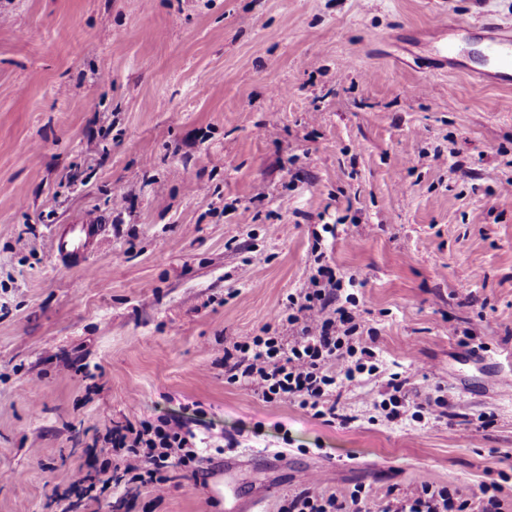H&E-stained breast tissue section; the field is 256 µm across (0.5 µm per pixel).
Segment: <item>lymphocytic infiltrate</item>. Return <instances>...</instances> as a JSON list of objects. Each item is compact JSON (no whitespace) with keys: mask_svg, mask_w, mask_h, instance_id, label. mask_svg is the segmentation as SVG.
Segmentation results:
<instances>
[{"mask_svg":"<svg viewBox=\"0 0 512 512\" xmlns=\"http://www.w3.org/2000/svg\"><path fill=\"white\" fill-rule=\"evenodd\" d=\"M345 276L328 264H318L301 288L288 296L287 335L271 327L245 341L225 343L222 360L227 382L249 387L268 403H293L311 416L335 424L336 390L380 373L379 356L373 347L374 331L366 330L353 293L344 286ZM387 421H442L448 418L447 400L417 399L400 375H390L383 398H371ZM105 445L91 448L99 478L89 481L75 473L67 489L82 502H101L106 491L124 485H149L165 493L172 470L198 474L205 460L197 435L188 422L175 416L138 419L112 429ZM470 502L459 490L422 482L420 491L396 499L383 512H469ZM282 512H373L369 494L356 487L337 497L317 490L314 482L286 499Z\"/></svg>","mask_w":512,"mask_h":512,"instance_id":"f902f5d3","label":"lymphocytic infiltrate"}]
</instances>
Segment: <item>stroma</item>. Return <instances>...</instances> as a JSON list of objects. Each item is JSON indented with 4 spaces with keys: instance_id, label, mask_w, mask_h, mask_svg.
<instances>
[{
    "instance_id": "1",
    "label": "stroma",
    "mask_w": 512,
    "mask_h": 512,
    "mask_svg": "<svg viewBox=\"0 0 512 512\" xmlns=\"http://www.w3.org/2000/svg\"><path fill=\"white\" fill-rule=\"evenodd\" d=\"M439 7L512 25V0H0V512H59L95 438L163 414L212 462L280 454L232 480L266 512L308 479L382 506L494 481L512 512V85L431 68ZM92 210L63 266L53 229ZM319 252L453 422L375 417L371 379L337 388L345 426L225 381ZM224 483L178 470L120 512H226ZM102 232V218L86 215L70 224L57 227L52 234V249L57 258L68 264L83 262L93 250Z\"/></svg>"
}]
</instances>
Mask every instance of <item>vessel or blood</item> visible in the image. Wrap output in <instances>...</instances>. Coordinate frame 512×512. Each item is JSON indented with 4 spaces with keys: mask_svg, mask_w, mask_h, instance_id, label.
<instances>
[{
    "mask_svg": "<svg viewBox=\"0 0 512 512\" xmlns=\"http://www.w3.org/2000/svg\"><path fill=\"white\" fill-rule=\"evenodd\" d=\"M433 45L435 61L444 68L462 58V43L477 46L480 61L469 66V73L485 82L512 84V29L479 18L462 22L447 12H436L425 29ZM102 232V219L97 215L76 218L57 227L52 234V249L57 258L68 264L83 262L91 253Z\"/></svg>",
    "mask_w": 512,
    "mask_h": 512,
    "instance_id": "obj_1",
    "label": "vessel or blood"
}]
</instances>
